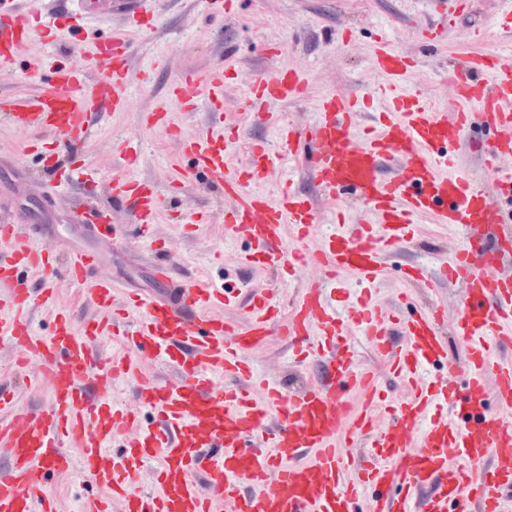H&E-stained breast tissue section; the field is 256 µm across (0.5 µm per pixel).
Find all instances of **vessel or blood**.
<instances>
[{
  "label": "vessel or blood",
  "mask_w": 512,
  "mask_h": 512,
  "mask_svg": "<svg viewBox=\"0 0 512 512\" xmlns=\"http://www.w3.org/2000/svg\"><path fill=\"white\" fill-rule=\"evenodd\" d=\"M473 8V0H448L425 31L428 41L453 33ZM47 22L34 9L0 8V68L13 63L33 38L46 37ZM127 35L96 47L91 57L53 69L36 92L0 99V113L27 131H55L79 148L97 112L124 111L128 103ZM384 109L372 110L362 97L325 96L305 133L281 125L278 150L265 143L250 147L245 165L229 169V150L239 130L186 143L193 164L181 168V181L206 174L234 199L224 223L232 237L247 242L248 266L275 271L294 283L303 281L287 317H280L274 295L253 293L240 301L243 322L213 317L229 304L228 291L179 278L175 261L156 264L154 275L174 290L169 300L139 298L117 323L111 280L94 277L102 263L99 249L79 251L68 266L69 279L87 288L101 318L76 328L58 313L52 336L36 334L26 317L31 306L49 304L51 289L33 290L16 275L35 273L52 263L50 249L20 242L18 226L7 221L8 202L0 200V282L10 284L0 297V337L14 351L15 368L38 361L51 383L46 407L18 410L0 386V451L9 472L0 477V512H55L46 492L50 472L87 473L107 497L87 499L81 512H501L512 494V226L503 223L495 195L512 189V61L498 53L475 52L450 68L448 94L456 108L447 113L414 92L397 90L415 66L388 40L374 50ZM105 71L104 79L91 72ZM226 75L217 66L186 76L172 90V104L184 107L200 92L221 100ZM305 78L279 70L256 80L244 99L253 119L266 116L275 100L295 101ZM369 125H361V117ZM480 122L493 125L498 138L481 154L483 172L493 185L486 191L456 171L454 144ZM299 155L312 183L340 202L337 225L318 232L308 198L283 189L277 196L250 192L284 158ZM117 203L133 201L137 223L151 224L161 207L155 185L118 180ZM364 206L377 223L349 222L344 207ZM434 215L437 223L458 226L461 240L448 252L437 276L412 266L403 271L401 298L406 315L391 319L371 298L338 307L327 293L339 275L349 274L356 288L374 283L386 255L412 243L415 217ZM319 235L316 251L303 243ZM462 292L455 321L442 307L420 302L415 289L436 282ZM360 336L390 374L407 389L386 403L380 376L363 367L345 332ZM283 337L298 369L294 385L261 384L253 355L270 336ZM113 337L126 354L101 359L97 346ZM467 351L464 365L453 363L449 338ZM163 359L181 374L177 382L146 378L136 355ZM448 374L431 377V367ZM135 381L144 404L155 412L157 430L127 437L134 410L115 401L91 402L88 387L107 389L116 378ZM495 383V407L485 406V381ZM359 405H352V395ZM390 417L380 421L383 406ZM124 438L126 452L112 450ZM78 448L71 458L70 448ZM158 464L152 490L129 480L140 463Z\"/></svg>",
  "instance_id": "vessel-or-blood-1"
}]
</instances>
